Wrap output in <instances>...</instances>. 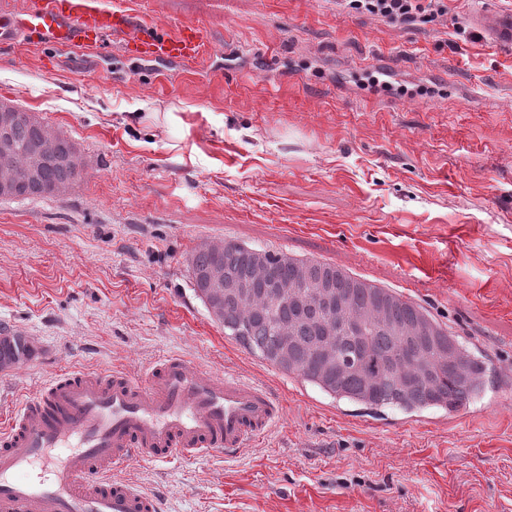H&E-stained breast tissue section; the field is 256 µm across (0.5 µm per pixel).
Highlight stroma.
Segmentation results:
<instances>
[{
    "instance_id": "35a3bbf8",
    "label": "stroma",
    "mask_w": 512,
    "mask_h": 512,
    "mask_svg": "<svg viewBox=\"0 0 512 512\" xmlns=\"http://www.w3.org/2000/svg\"><path fill=\"white\" fill-rule=\"evenodd\" d=\"M209 32L188 67L20 42L0 99L63 132L65 194L0 198V430L61 375L138 378L177 355L266 386L281 420L241 456L131 460L164 512H512V50L447 0L390 24L337 0H104ZM409 87L366 86L368 73ZM427 87L424 95L416 87ZM336 264L415 302L483 358L455 413L335 399L225 336L192 291L201 243ZM28 351L29 349L25 347L19 336H4L0 339L1 365L20 361Z\"/></svg>"
}]
</instances>
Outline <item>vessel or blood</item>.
Instances as JSON below:
<instances>
[{"label": "vessel or blood", "mask_w": 512, "mask_h": 512, "mask_svg": "<svg viewBox=\"0 0 512 512\" xmlns=\"http://www.w3.org/2000/svg\"><path fill=\"white\" fill-rule=\"evenodd\" d=\"M471 22L494 45L512 49L511 8H482ZM19 40L100 51L115 41L128 55L172 65L196 63L205 47L195 23L168 29L99 0L0 7V45ZM281 417L266 387L177 356L164 357L140 380L64 375L26 401L0 435V512H162L157 496L113 481V467L219 450L236 455Z\"/></svg>", "instance_id": "vessel-or-blood-1"}]
</instances>
